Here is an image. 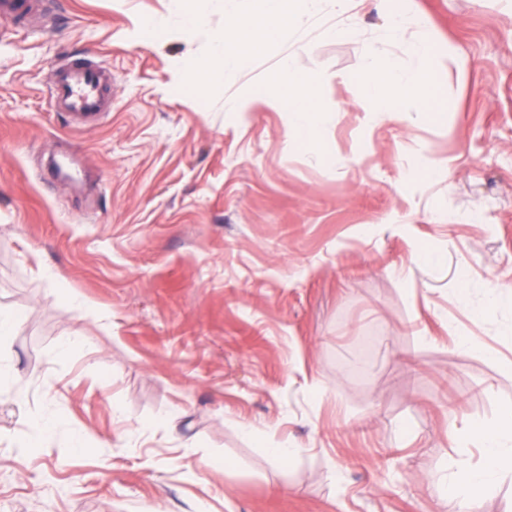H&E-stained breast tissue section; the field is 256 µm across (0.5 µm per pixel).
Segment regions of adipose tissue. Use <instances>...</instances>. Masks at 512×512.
Listing matches in <instances>:
<instances>
[{
  "label": "adipose tissue",
  "instance_id": "1",
  "mask_svg": "<svg viewBox=\"0 0 512 512\" xmlns=\"http://www.w3.org/2000/svg\"><path fill=\"white\" fill-rule=\"evenodd\" d=\"M259 2L256 14L233 12L226 16L223 30L212 39L214 66L202 70V82H209L219 72L226 74L245 68L272 38L311 14L319 0ZM414 53L418 59L415 69L402 70L376 60L360 76L359 81L379 114H392L396 99L429 96L433 59L430 41L417 42ZM268 85L276 93L287 91L289 127L295 137H309L314 117L324 112L315 79L296 76L286 60L271 72ZM469 437L477 445L480 458L475 461L462 453L454 460L447 478V512H472L484 495L505 480H512V407L495 423L471 430Z\"/></svg>",
  "mask_w": 512,
  "mask_h": 512
}]
</instances>
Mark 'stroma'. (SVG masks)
Here are the masks:
<instances>
[{
  "label": "stroma",
  "mask_w": 512,
  "mask_h": 512,
  "mask_svg": "<svg viewBox=\"0 0 512 512\" xmlns=\"http://www.w3.org/2000/svg\"><path fill=\"white\" fill-rule=\"evenodd\" d=\"M405 2L389 40L392 0L348 28L324 0L202 92L225 0L148 41L185 0L0 16V512H443L467 429L512 404V308L471 313L512 287V0ZM427 34L431 111L375 115L365 48L411 69ZM64 56L112 72L95 126L52 106ZM285 59L320 84L312 146L265 94Z\"/></svg>",
  "instance_id": "stroma-1"
}]
</instances>
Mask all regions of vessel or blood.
Returning <instances> with one entry per match:
<instances>
[{"label": "vessel or blood", "instance_id": "vessel-or-blood-1", "mask_svg": "<svg viewBox=\"0 0 512 512\" xmlns=\"http://www.w3.org/2000/svg\"><path fill=\"white\" fill-rule=\"evenodd\" d=\"M37 7L36 0H0V14L20 26L27 25ZM110 80L109 71L100 61L63 58L56 63L49 97L57 111L66 113L71 123L77 124L110 110L111 102L105 94Z\"/></svg>", "mask_w": 512, "mask_h": 512}]
</instances>
